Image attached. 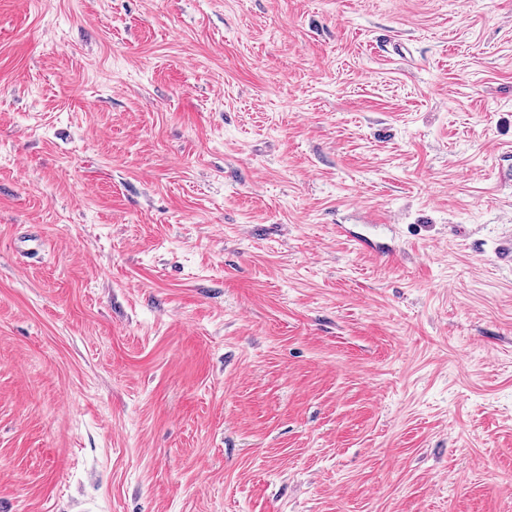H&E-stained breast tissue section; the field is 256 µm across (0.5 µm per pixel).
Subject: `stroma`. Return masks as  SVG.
I'll list each match as a JSON object with an SVG mask.
<instances>
[{
  "instance_id": "1",
  "label": "stroma",
  "mask_w": 512,
  "mask_h": 512,
  "mask_svg": "<svg viewBox=\"0 0 512 512\" xmlns=\"http://www.w3.org/2000/svg\"><path fill=\"white\" fill-rule=\"evenodd\" d=\"M508 165L512 0H0V512H512Z\"/></svg>"
}]
</instances>
